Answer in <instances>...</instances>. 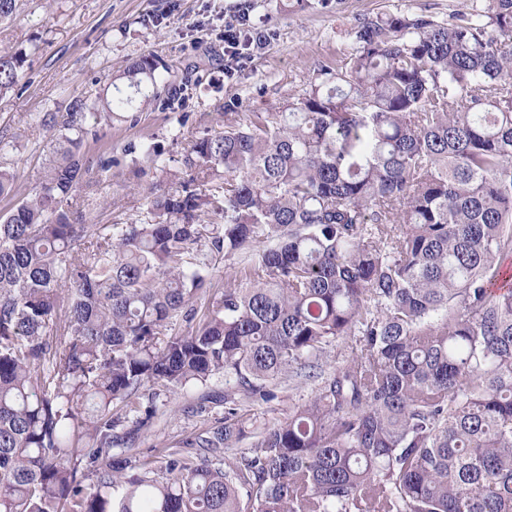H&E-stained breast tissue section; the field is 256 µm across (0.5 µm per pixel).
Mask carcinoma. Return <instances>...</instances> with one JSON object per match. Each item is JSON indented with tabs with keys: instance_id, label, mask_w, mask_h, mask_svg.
<instances>
[{
	"instance_id": "1",
	"label": "carcinoma",
	"mask_w": 512,
	"mask_h": 512,
	"mask_svg": "<svg viewBox=\"0 0 512 512\" xmlns=\"http://www.w3.org/2000/svg\"><path fill=\"white\" fill-rule=\"evenodd\" d=\"M346 59L275 112L224 113L180 170L148 147L163 179L136 222L64 203L87 117L137 109L155 59L124 65L132 94L32 118L61 158L0 212V512H512V0L368 18ZM24 64L0 50V99ZM16 176L0 164L1 198ZM220 255L243 267L199 319ZM220 372L247 396L316 386L238 456L171 451L165 477L112 458L115 405ZM245 437L230 408L202 444Z\"/></svg>"
}]
</instances>
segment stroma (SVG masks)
<instances>
[{
  "mask_svg": "<svg viewBox=\"0 0 512 512\" xmlns=\"http://www.w3.org/2000/svg\"><path fill=\"white\" fill-rule=\"evenodd\" d=\"M463 0H18V16L0 22V48L27 51L21 88L0 101V135L12 137L8 155L18 179L11 197L0 198L6 210L32 194L45 180L49 145L32 118L39 112H65L69 92L104 97L115 94L117 74L127 59L156 57L171 68L165 81L148 93L167 95L185 88V112L145 108L134 117L114 120L90 140V154L111 158L112 168L92 170L72 194L73 206L89 210L98 224L122 218L137 220L142 190L160 174L148 167L140 147L155 144L173 168L192 137L217 130L228 112L278 110L322 66H341L345 49L364 19L379 14L447 17ZM269 39L261 48L242 49L233 63L224 48V27L240 14ZM160 16L142 25L144 16ZM313 382L288 381L271 401L237 397L247 421L275 424L311 395ZM236 377L218 374L208 381L172 392L154 387L130 406L114 407L115 433L132 444L141 462L161 474L162 449L185 451L197 437L210 436L224 424L225 397ZM146 426L136 420L145 410Z\"/></svg>",
  "mask_w": 512,
  "mask_h": 512,
  "instance_id": "35a3bbf8",
  "label": "stroma"
}]
</instances>
